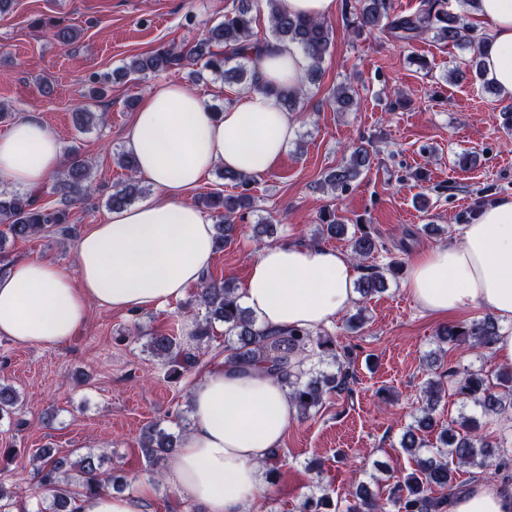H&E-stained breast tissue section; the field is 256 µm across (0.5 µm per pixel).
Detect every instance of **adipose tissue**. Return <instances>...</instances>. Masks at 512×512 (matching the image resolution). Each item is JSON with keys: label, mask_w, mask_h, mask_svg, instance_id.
I'll return each mask as SVG.
<instances>
[{"label": "adipose tissue", "mask_w": 512, "mask_h": 512, "mask_svg": "<svg viewBox=\"0 0 512 512\" xmlns=\"http://www.w3.org/2000/svg\"><path fill=\"white\" fill-rule=\"evenodd\" d=\"M488 24L482 57L488 79L512 96V0H479ZM309 59L294 45L270 42L257 66L260 89L241 94L221 114L181 84L164 83L142 99L125 135L152 199L112 210L77 240L75 268L18 259L0 272V336L19 345H62L90 305L134 314L182 299L212 265L215 229L190 200L204 177L223 167L258 177L272 171L297 126L263 85L302 86ZM65 162L58 136L39 119L0 135V183L41 188ZM357 268L348 252L278 243L253 259L240 292L259 327L285 332L330 325L356 299ZM404 287L430 314L479 307L503 326L497 363L512 365V198L483 206L448 246L421 251ZM193 423L164 473L165 481L205 512H251L262 467L295 420L282 383L263 369L216 363L191 390ZM138 494L103 491L78 497L74 512H143ZM448 512H512V491L485 479L455 496Z\"/></svg>", "instance_id": "1"}]
</instances>
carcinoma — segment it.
<instances>
[{"label": "carcinoma", "mask_w": 512, "mask_h": 512, "mask_svg": "<svg viewBox=\"0 0 512 512\" xmlns=\"http://www.w3.org/2000/svg\"><path fill=\"white\" fill-rule=\"evenodd\" d=\"M272 39H258L253 32L254 19L250 10L241 6L233 16L207 29L198 44L185 52L174 45L163 46L145 56H136L126 63L121 76L145 79L169 70H182L197 56H207L205 69L214 76L236 84L244 83L250 90L259 89L256 59L270 41L295 45L310 60L307 81L314 83L320 65L329 52L332 32L324 21L292 16L281 7V0H266ZM345 18L352 20L356 34H369L387 29L402 40H409L427 32L456 47L472 51L467 63L474 78L491 91L496 88L485 78L480 61V43L484 37L465 14L448 11V0H422V8L410 15L395 13L393 0H345ZM280 105L289 112L302 111L304 88L266 86ZM336 109L346 111L354 106L350 84L341 82L331 93ZM118 167L129 172L128 179L114 186L108 198L112 209L133 204L142 193L136 181V160L133 154L122 151L116 155ZM370 167V153L364 143L357 144L349 159L327 172L324 182L331 192L345 191ZM90 165L76 157L57 177L55 193L62 202L73 201L91 184ZM219 177L237 189L226 194L216 191L206 197L205 207L217 211L216 249L222 250L233 240L235 220H244L253 208L250 194L253 178L230 170H222ZM68 223L67 210L46 207L40 203V192L0 194V224L14 240H28L51 228ZM321 236H343L347 225L336 213L329 211L321 218L318 229ZM352 257L360 276L356 290L364 297L384 289L386 275H397L402 263L391 261L384 266L366 264L379 251V242L372 233L358 227L350 238ZM197 308L204 311L199 319L196 346L185 347L169 332H155L147 347L166 368L167 377L180 379L198 365L197 348L214 338V324H224V366L246 371L262 365L264 371L279 380L288 389V396L297 410V416L306 418L318 412L330 393L351 392L353 373L350 371L352 349L336 345L326 334L295 328L281 335L255 327L250 313L238 304L237 288L229 280L204 278L196 294ZM499 336L497 320L491 316L458 326L448 325L439 333L445 345L464 343L482 351H491ZM307 360L316 363L330 361L336 372L313 374L303 368ZM452 383L454 394L463 405L471 404L483 416H502L512 413V370L501 371L491 379L482 371L463 372L448 369L444 372ZM446 396L442 378L430 379L422 389L420 416L405 432L402 448L414 459L416 470L393 482L385 499L380 500L362 489L347 505L334 502L325 489L307 497L301 512H446L448 502L463 490L456 482L455 471L448 459L460 466L483 471L496 462L492 475L500 469L512 468V448L493 441L481 432L476 417L464 415L456 426L441 429L434 450L419 436L423 430H432L437 423L431 417L436 403ZM18 397L10 387L0 386V417L12 414ZM176 437L165 428L154 426L139 441V448L148 464L157 468L174 453ZM105 456L88 451L73 456L60 454L52 448H43L31 462L36 488L43 494L42 512H69L70 503L80 495L95 494L112 487L126 485L125 477L112 470L102 469ZM441 495H434L435 491Z\"/></svg>", "instance_id": "cac0c4a2"}]
</instances>
